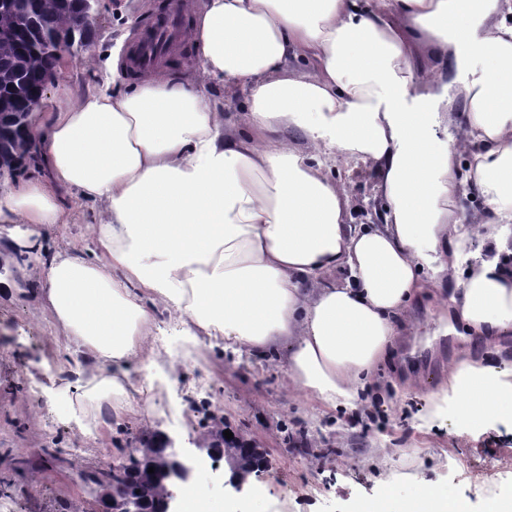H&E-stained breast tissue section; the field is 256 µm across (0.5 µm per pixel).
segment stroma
Here are the masks:
<instances>
[{"mask_svg":"<svg viewBox=\"0 0 512 512\" xmlns=\"http://www.w3.org/2000/svg\"><path fill=\"white\" fill-rule=\"evenodd\" d=\"M169 0H101L87 50L58 69L44 101L53 109L112 85L110 52L120 41L138 44L145 26ZM71 223L44 237L47 250L87 247L98 204L68 197ZM21 224L0 223V262L17 290L0 295V502L9 512H101L100 490L85 473L128 461L141 439L163 434L191 448L206 414L257 448L261 461L243 492L229 467L205 476L203 496L225 512H357L386 491L409 494L422 481L443 483L470 512L491 499H512V417L481 423L463 419L448 389V363L474 359L512 373V335L501 351L449 326L438 302H410L409 323L372 374L369 403L359 410L324 408L315 398L290 393L280 362L263 363L210 342L182 336L176 320L159 311L154 330L159 358L135 364L134 386L151 385L148 415L88 416L82 383L72 371L73 345L59 336L34 297L36 262L16 264L9 238ZM303 432L286 442V430Z\"/></svg>","mask_w":512,"mask_h":512,"instance_id":"1","label":"stroma"}]
</instances>
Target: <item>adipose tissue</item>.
I'll use <instances>...</instances> for the list:
<instances>
[{"label":"adipose tissue","mask_w":512,"mask_h":512,"mask_svg":"<svg viewBox=\"0 0 512 512\" xmlns=\"http://www.w3.org/2000/svg\"><path fill=\"white\" fill-rule=\"evenodd\" d=\"M187 14L193 77L162 71L58 107L31 133L45 173L0 196V222L26 225L32 252L71 219L63 192L102 209L91 256L49 254L36 292L77 348L92 409L147 411L130 368L161 309L191 341L282 354L289 391L330 409L361 404L423 292L448 290L499 348L512 333V0H190ZM216 84L247 89L246 107L220 111ZM458 102L460 133L439 144L429 130ZM336 159L376 180L382 223H348ZM464 188L483 200L472 224ZM481 234L496 253L474 263ZM448 373L469 422L512 414V379L469 359ZM358 512L469 508L420 483Z\"/></svg>","instance_id":"ef3b65f1"}]
</instances>
